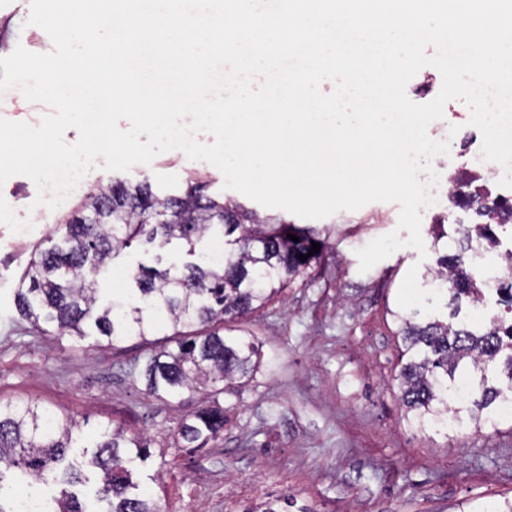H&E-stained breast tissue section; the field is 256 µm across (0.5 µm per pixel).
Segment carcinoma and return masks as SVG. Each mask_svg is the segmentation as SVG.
Instances as JSON below:
<instances>
[{
  "label": "carcinoma",
  "instance_id": "cac0c4a2",
  "mask_svg": "<svg viewBox=\"0 0 512 512\" xmlns=\"http://www.w3.org/2000/svg\"><path fill=\"white\" fill-rule=\"evenodd\" d=\"M454 233L456 251L437 261L447 319L417 321L416 311L392 312L404 346L396 380L405 419L421 432H438L437 424L448 417L455 422L445 432L450 438L465 429L497 427V407L512 400V322L493 313L480 324L458 320L463 299L483 301L484 279L471 259L496 246L498 235L488 223ZM206 234L224 236L230 250L223 259L197 256L180 270L140 264L132 272V292L99 301L100 277L125 250L137 245L161 253L182 241L196 256V241ZM314 242L320 250L310 256ZM49 243L30 259L16 289L19 316L43 333L45 323L59 336H95L100 347L136 338L139 346L153 348L140 372L147 395L169 403L207 390L175 429L180 447L197 449L224 432L221 397L255 371L258 350L241 337V325L297 279L318 276L329 249L327 236L313 225L262 218L209 194L204 183L162 193L147 178L115 180L89 193L63 217ZM163 323L172 333L157 342L153 336ZM462 376L472 378V387L460 400L454 385ZM76 426L70 416L33 401L0 402V512H88L69 487L89 482L90 473L100 475L96 495L109 503L108 512H166L161 498L141 488L128 468L151 456L146 438L107 427L77 454ZM16 470L33 483L53 482L58 495L16 507L4 490L6 474Z\"/></svg>",
  "mask_w": 512,
  "mask_h": 512
}]
</instances>
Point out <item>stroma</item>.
<instances>
[{"instance_id": "obj_1", "label": "stroma", "mask_w": 512, "mask_h": 512, "mask_svg": "<svg viewBox=\"0 0 512 512\" xmlns=\"http://www.w3.org/2000/svg\"><path fill=\"white\" fill-rule=\"evenodd\" d=\"M29 11L30 0H0V57L19 44L51 51L47 33L27 25ZM51 112L16 88L0 96L3 119L36 126ZM469 119L463 100L445 104L441 123L457 129L450 156L459 164L470 159ZM118 178L147 179L164 192L200 181L210 194L226 193L219 169L179 150L122 174L94 169L84 189ZM37 197L24 175L0 185V400H33L71 415L85 443L110 425L143 434L151 456L136 475L169 512H247L284 495L288 512H455L461 503L512 497V419L453 441L423 433L406 422L395 381L402 341L394 311L439 304L433 275L444 249L434 246L431 228L481 223L475 210L422 209L424 251L402 247L364 273L358 250L396 229L399 204L371 202L317 220L330 243L322 274L251 317L258 369L225 394L223 433L196 451L174 445L194 400L148 398L135 373L146 353L135 341L102 349L92 336L34 335L17 314L15 290L33 247L80 200L72 195L48 211Z\"/></svg>"}]
</instances>
